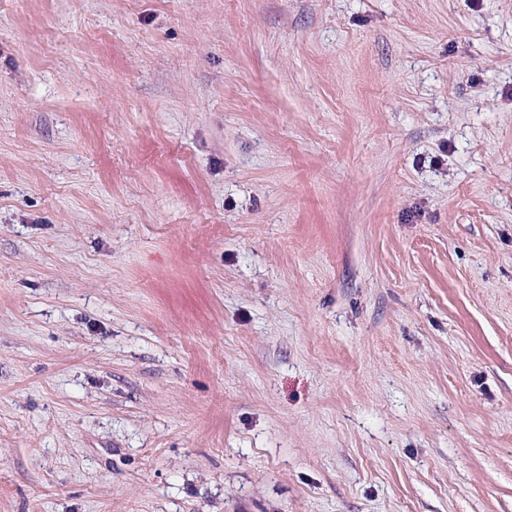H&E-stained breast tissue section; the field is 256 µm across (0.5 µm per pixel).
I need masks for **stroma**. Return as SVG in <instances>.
Wrapping results in <instances>:
<instances>
[{"instance_id": "1", "label": "stroma", "mask_w": 512, "mask_h": 512, "mask_svg": "<svg viewBox=\"0 0 512 512\" xmlns=\"http://www.w3.org/2000/svg\"><path fill=\"white\" fill-rule=\"evenodd\" d=\"M0 512H512V0H0Z\"/></svg>"}]
</instances>
